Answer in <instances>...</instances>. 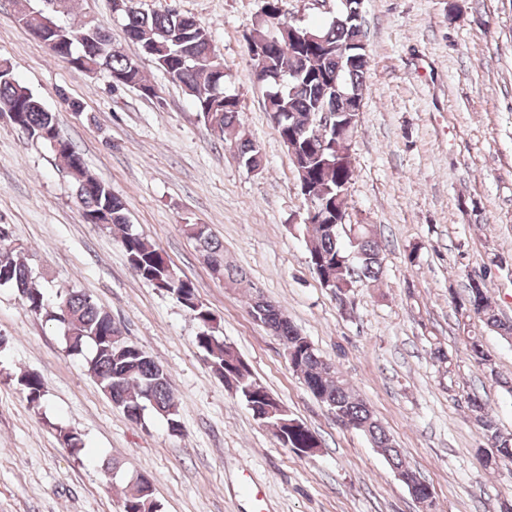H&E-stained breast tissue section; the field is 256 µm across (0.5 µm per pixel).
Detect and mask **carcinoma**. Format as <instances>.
Segmentation results:
<instances>
[{"label": "carcinoma", "mask_w": 512, "mask_h": 512, "mask_svg": "<svg viewBox=\"0 0 512 512\" xmlns=\"http://www.w3.org/2000/svg\"><path fill=\"white\" fill-rule=\"evenodd\" d=\"M24 2L16 0L19 22L30 32L43 27L45 14L27 8ZM280 2L263 0V10L267 16L278 19L279 26L271 30L265 24L250 31L253 42L262 48L261 53L251 54V60L257 76L269 87L267 110L283 145H296L292 162L295 168L305 171L302 195L316 204L319 221L296 224L294 230L311 242L310 263L321 285L332 289L352 281L345 262L351 254L363 277L377 280L382 275V261L373 232L365 224L336 223L338 205H348V198L338 201L336 197L348 192L353 177L351 161H336V149H347L353 138L341 121L355 103L363 102L368 92L366 77L371 63L369 54L357 46L365 38L363 24L347 20L357 0H347L328 24L311 28L319 37L317 43L295 36L294 30L299 25L282 18ZM50 20L56 28L64 30L51 48L59 61L81 72L94 64L97 71L108 74L112 87H132L146 97L157 96L155 86L142 76L138 62L112 44V39L98 43L88 28L77 39L56 17ZM125 20L127 37L191 98L210 131L223 142L228 136L234 139L233 151L238 162L250 171L263 170L264 155L240 120L239 99L224 90V65L213 50L205 25L192 16L171 12L148 14L134 6L125 14ZM0 110L14 112L15 126L46 149L49 137L60 133L56 113L46 108L12 69H0ZM324 111L337 114L338 124L329 130L315 122V113ZM55 158L70 170L83 214L112 229L136 275L172 295L202 327L196 336L197 347L207 353L214 373L245 402L253 418L276 430L280 429V422L292 421L293 417L280 402L253 378L249 365L224 344V337L216 335V316L200 299L194 284L172 274L165 253L133 228L123 199L112 192L108 183L88 174L82 154L72 143H67L66 149ZM183 230L225 283L233 287L251 283L246 271L224 259V245L207 225L185 224ZM1 285L14 288L30 312L59 324L69 353L83 355L91 350L87 357L89 373L130 420H141L145 411L151 409L166 421L171 432L181 431L179 408L171 393L167 371L147 351L127 341L110 313L89 295L69 289L57 295L55 301H49L34 283L28 264L14 255L7 232L0 233ZM456 307L461 315L480 319L498 335L512 337V323L502 321L492 307L487 284L480 288L468 285L466 298L458 301ZM252 315L294 348L289 362L306 388L334 414L359 425L360 431L382 449L392 469L405 478H413V470L388 431L281 309L267 306L260 312L254 308ZM467 349L481 364L490 358L480 336L469 337ZM18 382L30 402L40 404L45 395L41 377L25 373ZM465 403L483 430L490 434L493 462L511 464L512 437L497 431L486 403L479 396L469 394ZM285 438L294 448L321 447L319 437L302 421L288 427ZM123 512H158L153 487L127 485Z\"/></svg>", "instance_id": "obj_1"}]
</instances>
